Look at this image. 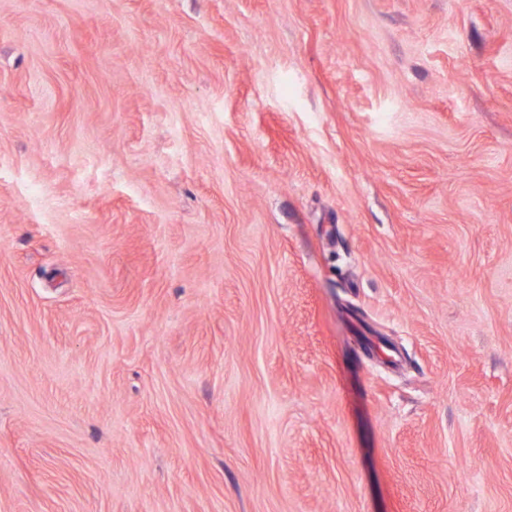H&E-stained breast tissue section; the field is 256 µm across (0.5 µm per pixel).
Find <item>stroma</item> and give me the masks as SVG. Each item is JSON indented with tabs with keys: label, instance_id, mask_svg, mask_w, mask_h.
Returning a JSON list of instances; mask_svg holds the SVG:
<instances>
[{
	"label": "stroma",
	"instance_id": "obj_1",
	"mask_svg": "<svg viewBox=\"0 0 512 512\" xmlns=\"http://www.w3.org/2000/svg\"><path fill=\"white\" fill-rule=\"evenodd\" d=\"M0 512H512V0H0Z\"/></svg>",
	"mask_w": 512,
	"mask_h": 512
}]
</instances>
